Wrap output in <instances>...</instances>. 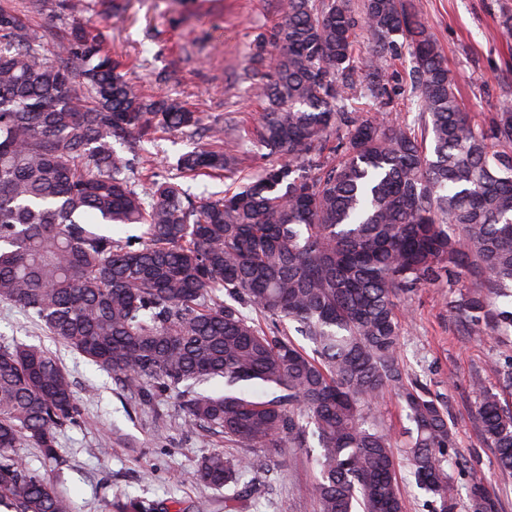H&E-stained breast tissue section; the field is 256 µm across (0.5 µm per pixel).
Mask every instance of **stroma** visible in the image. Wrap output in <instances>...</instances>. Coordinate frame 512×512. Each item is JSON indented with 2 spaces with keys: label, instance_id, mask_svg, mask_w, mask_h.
<instances>
[{
  "label": "stroma",
  "instance_id": "stroma-1",
  "mask_svg": "<svg viewBox=\"0 0 512 512\" xmlns=\"http://www.w3.org/2000/svg\"><path fill=\"white\" fill-rule=\"evenodd\" d=\"M67 0H48L35 22L55 40L78 25L96 36L102 50L119 60L123 72L147 93L184 103L204 120L230 119L240 132L258 121L259 99L247 97L241 74L260 30L280 19L279 0H86L77 15ZM435 35L468 111H492L512 100V41L502 39L499 24L512 0H415ZM404 362L409 372L447 397L459 449L480 469L501 512H512V475L500 473L491 448L480 437L474 412V376L496 386L491 364L501 350L500 337L468 333L442 303V291L423 286L405 303ZM35 344L55 354L77 395L83 396L85 424L59 436L57 456L39 449L19 454L72 501L74 512H109L117 493L149 499L174 497L199 503L203 512H227L224 490L184 481L198 460L224 449L222 435L181 426V392L158 396L147 406L135 404L115 385L111 373L54 341L16 307L0 303V344ZM165 420V439L154 434ZM258 464L255 478L244 479L234 512H315L314 472L298 448H251Z\"/></svg>",
  "mask_w": 512,
  "mask_h": 512
}]
</instances>
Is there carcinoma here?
Segmentation results:
<instances>
[{
	"instance_id": "1",
	"label": "carcinoma",
	"mask_w": 512,
	"mask_h": 512,
	"mask_svg": "<svg viewBox=\"0 0 512 512\" xmlns=\"http://www.w3.org/2000/svg\"><path fill=\"white\" fill-rule=\"evenodd\" d=\"M41 6L0 0V301L141 403L224 378L221 395L187 394L184 429L304 449L317 512H405L401 460L428 512L456 508L450 464L469 512H499L454 452L448 401L406 369L401 305L420 286L448 288L466 331L512 334V102L481 120L465 110L411 0H279L281 21L256 36L242 77L265 111L231 139L223 121L145 94L80 28L47 57L50 33L32 22ZM403 50L413 120L356 107L393 106ZM171 131L205 146L141 181L153 167L144 143ZM257 144L281 160L222 195L178 181L233 179ZM128 225L143 231L112 236ZM492 370L499 389L474 377L477 425L512 474V344ZM390 392L410 423L399 439L375 410ZM83 422L55 356L0 345V500L12 512H72L17 448L53 458L58 435ZM255 467L217 451L183 479L230 503ZM109 512L190 508L117 495Z\"/></svg>"
}]
</instances>
